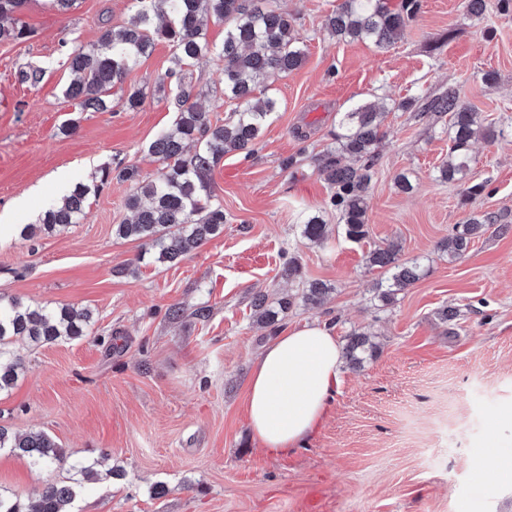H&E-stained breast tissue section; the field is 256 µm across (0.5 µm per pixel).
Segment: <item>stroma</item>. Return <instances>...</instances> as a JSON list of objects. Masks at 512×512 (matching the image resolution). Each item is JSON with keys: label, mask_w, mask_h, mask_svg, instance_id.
I'll return each instance as SVG.
<instances>
[{"label": "stroma", "mask_w": 512, "mask_h": 512, "mask_svg": "<svg viewBox=\"0 0 512 512\" xmlns=\"http://www.w3.org/2000/svg\"><path fill=\"white\" fill-rule=\"evenodd\" d=\"M340 0H274L296 16L304 64L276 80L280 104L253 152L229 154L213 174L224 230L176 265L138 261L141 244L114 225L131 219L129 185L111 181L89 197L79 223L31 239L45 205L116 164L141 175L159 164L147 147L176 117L172 91L158 86L172 49L153 53L113 88V101L143 89L134 111L85 112L67 98L68 49L97 41L129 21L131 0H77L66 14L49 0H26L14 19L30 38L0 43V294L50 307L92 309L90 335L12 346L24 365L14 389L0 394V424L16 433L48 432L73 458L120 469L86 484L74 512H512V483L477 473V455L494 441L512 458V138L477 139L469 184L434 179L448 156L447 116L389 112L380 164L367 198L368 235L348 240L320 165L334 148L341 112L379 97L387 102L456 87L480 118L512 123V10L486 0L467 16L463 0H421L422 8L391 46L346 43L322 27ZM222 63L207 56L191 69L198 102L211 118L234 111L224 98ZM38 70L37 83L20 74ZM496 72L494 84L484 72ZM79 125L68 134V122ZM297 158L284 168L286 158ZM411 177V192L396 186ZM498 221L449 261L437 242L473 214ZM333 226L322 245L302 235L300 218ZM401 246V260L425 257L428 276L379 306L380 269L370 249ZM295 256L304 280L331 291L317 307L296 301L282 325L321 320L337 337L371 331L380 351L365 367L341 369V386L307 443L265 455L248 433L246 383L270 342L251 302L294 298L282 279V253ZM182 310L167 317L170 307ZM459 309L452 329L436 313ZM46 474L0 455V491L21 498Z\"/></svg>", "instance_id": "1"}]
</instances>
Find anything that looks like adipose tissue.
I'll list each match as a JSON object with an SVG mask.
<instances>
[{"label":"adipose tissue","mask_w":512,"mask_h":512,"mask_svg":"<svg viewBox=\"0 0 512 512\" xmlns=\"http://www.w3.org/2000/svg\"><path fill=\"white\" fill-rule=\"evenodd\" d=\"M341 347L320 321L283 332L256 358L247 384L248 428L272 455L314 434L341 384Z\"/></svg>","instance_id":"adipose-tissue-1"}]
</instances>
